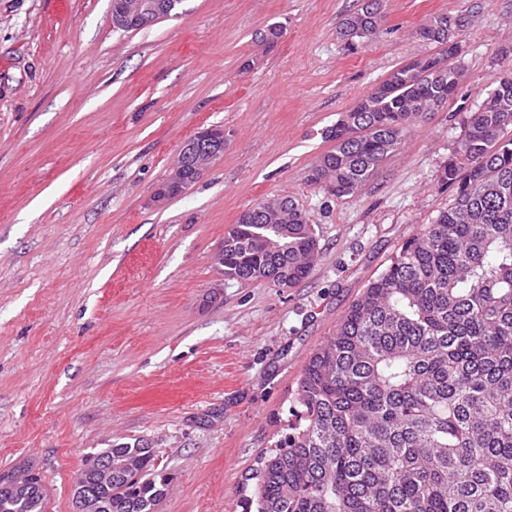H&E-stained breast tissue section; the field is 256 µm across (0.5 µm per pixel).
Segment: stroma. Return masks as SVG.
<instances>
[{"label": "stroma", "mask_w": 512, "mask_h": 512, "mask_svg": "<svg viewBox=\"0 0 512 512\" xmlns=\"http://www.w3.org/2000/svg\"><path fill=\"white\" fill-rule=\"evenodd\" d=\"M358 0H186L125 32L111 0H0V472L43 475L45 512H74L91 452L140 438L173 476L158 512H246L288 431L310 357L349 305L452 202L439 172L461 117L512 68V0H383L351 54ZM469 17L464 78L354 195L306 181L342 112L432 51L430 15ZM280 24L276 44L260 38ZM224 155L155 206L184 141ZM303 203L319 235L293 287L225 279L214 256L246 208ZM360 8L349 11L339 21L337 34L344 41L346 50L357 52L370 43L384 21L383 1L361 0ZM225 143L224 128L211 126L197 131L191 142L186 144L184 153L186 155H191L192 153L193 156L199 153H206L207 155L209 154L208 161L211 162L222 157Z\"/></svg>", "instance_id": "obj_1"}]
</instances>
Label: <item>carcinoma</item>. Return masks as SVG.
<instances>
[{"label":"carcinoma","mask_w":512,"mask_h":512,"mask_svg":"<svg viewBox=\"0 0 512 512\" xmlns=\"http://www.w3.org/2000/svg\"><path fill=\"white\" fill-rule=\"evenodd\" d=\"M337 34L351 53L384 21L361 0ZM112 0L126 30L148 21ZM461 22L417 30L438 51L395 71L325 132L333 146L307 175L355 194L423 114L458 89ZM438 182L453 203L406 242L351 303L297 383L294 420L253 479L255 512H512V69L464 114ZM318 233L298 200L261 199L224 235V277L290 287L307 278ZM72 503L97 512H157L170 477L148 443L101 450ZM0 474V512H45L40 477Z\"/></svg>","instance_id":"cac0c4a2"}]
</instances>
